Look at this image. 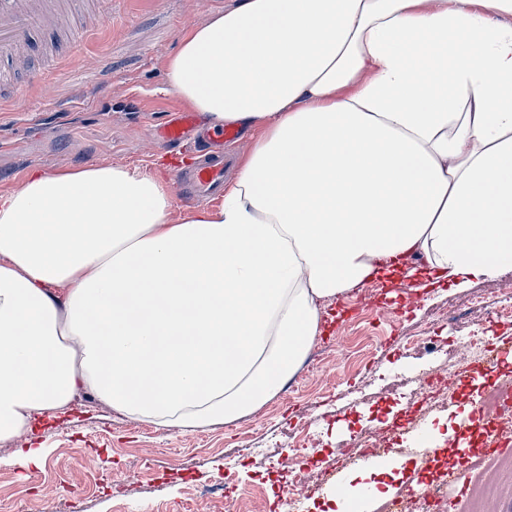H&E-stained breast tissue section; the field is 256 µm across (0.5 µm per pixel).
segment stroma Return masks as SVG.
I'll return each mask as SVG.
<instances>
[{
    "label": "stroma",
    "mask_w": 512,
    "mask_h": 512,
    "mask_svg": "<svg viewBox=\"0 0 512 512\" xmlns=\"http://www.w3.org/2000/svg\"><path fill=\"white\" fill-rule=\"evenodd\" d=\"M235 0H112L109 14L93 15V30L68 53L48 86L19 79L18 94L30 109L0 101V195L19 190L25 175L78 170L91 165L130 166L173 184L174 170L193 166L187 153L166 148L159 128L182 100L165 84L169 57L181 35L231 8ZM512 298V267L465 289L433 288L420 279L370 282L334 301L321 334L317 367L301 366L271 400L231 424L186 432L160 428L115 412L94 394L78 392L70 404L49 411L30 438L0 439V512H237L245 491L259 492L254 512H278L288 499V456L296 429L315 444L298 468L334 469L345 449L365 431L397 425L389 463L376 475L381 497L438 478L461 465L457 443L463 424L478 426L474 408L494 385L512 380V319L494 314L498 298ZM486 308L469 311L477 299ZM465 325L479 323L498 360L458 378L450 357H462L464 327L449 324V312ZM427 330L433 351L410 350L403 337ZM446 377L455 398L423 417L430 434L429 460L415 454L418 442L406 421L412 407L405 390L424 379ZM250 453L239 454L242 445ZM47 451L42 467L19 461L17 449ZM461 485L449 489L440 512H471L483 489L498 491L497 512H512V446L493 461L463 465Z\"/></svg>",
    "instance_id": "1"
}]
</instances>
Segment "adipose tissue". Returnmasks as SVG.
I'll return each instance as SVG.
<instances>
[{
  "mask_svg": "<svg viewBox=\"0 0 512 512\" xmlns=\"http://www.w3.org/2000/svg\"><path fill=\"white\" fill-rule=\"evenodd\" d=\"M167 78L211 127L264 132L177 224L125 166L0 195V438L82 389L161 428L235 422L300 365L319 302L407 257L432 287L512 266V0H237Z\"/></svg>",
  "mask_w": 512,
  "mask_h": 512,
  "instance_id": "adipose-tissue-1",
  "label": "adipose tissue"
}]
</instances>
